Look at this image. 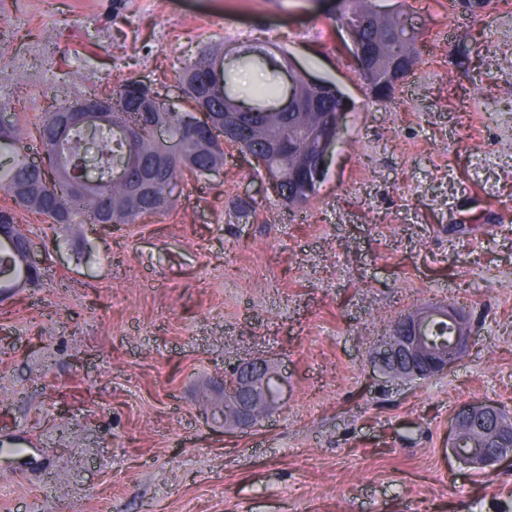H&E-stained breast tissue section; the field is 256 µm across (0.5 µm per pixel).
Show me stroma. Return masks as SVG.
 <instances>
[{"label": "stroma", "instance_id": "1", "mask_svg": "<svg viewBox=\"0 0 512 512\" xmlns=\"http://www.w3.org/2000/svg\"><path fill=\"white\" fill-rule=\"evenodd\" d=\"M404 9L421 56L386 102L337 50L340 0H0V101L25 129L121 79L176 100L224 40L275 43L350 98L306 204L228 146L162 215L58 246L21 213L43 279L0 304V412L38 446L0 460V512H512V463L448 450L466 405L512 415V0ZM444 302L471 324L448 373H374L392 321ZM253 359L286 403L208 422L204 394Z\"/></svg>", "mask_w": 512, "mask_h": 512}]
</instances>
